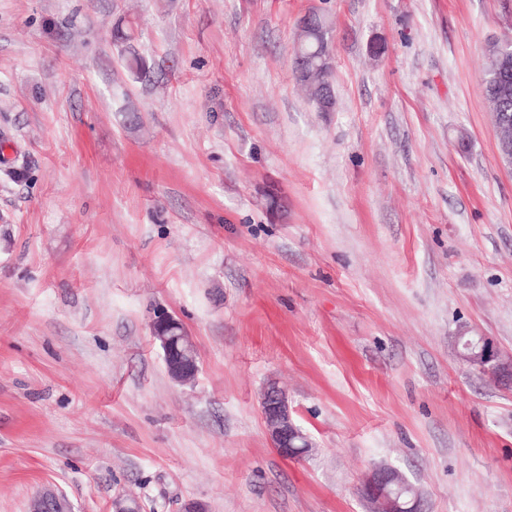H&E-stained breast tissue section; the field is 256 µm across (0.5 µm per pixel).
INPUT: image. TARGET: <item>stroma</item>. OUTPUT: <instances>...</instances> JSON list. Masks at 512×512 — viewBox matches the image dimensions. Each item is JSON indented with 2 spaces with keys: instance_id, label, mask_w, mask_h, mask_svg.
I'll return each instance as SVG.
<instances>
[{
  "instance_id": "obj_1",
  "label": "stroma",
  "mask_w": 512,
  "mask_h": 512,
  "mask_svg": "<svg viewBox=\"0 0 512 512\" xmlns=\"http://www.w3.org/2000/svg\"><path fill=\"white\" fill-rule=\"evenodd\" d=\"M332 22L336 106L296 84ZM130 16L142 76L112 27ZM512 0H0V512H512V169L484 95ZM136 110L138 128L124 114ZM198 351L168 375L150 324ZM284 388L314 443L273 449ZM323 36L317 32H301L298 26L296 41L293 45L291 56L293 72L296 81L304 88L316 111L320 112L317 106L319 86L332 83L333 66L332 59L327 60L322 53L316 49V43L322 40ZM307 71L313 74L312 81L308 82L301 74ZM151 336L162 352L170 377L180 384L192 382L198 372V364L187 345V340H192L181 320L170 314L158 316L151 324ZM176 351L181 353L178 359ZM462 344V359L471 367L476 368L484 374H492L498 381L512 384V360L505 359L501 353L488 342L484 337L474 343L472 336H466L461 332L457 336ZM261 412L271 445L282 457L302 459L309 454L312 442L295 424L286 393L277 384L264 390ZM361 488L364 491L362 497L368 503L375 505V512L423 511L418 492L393 467L386 465L374 467Z\"/></svg>"
}]
</instances>
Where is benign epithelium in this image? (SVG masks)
<instances>
[{
    "label": "benign epithelium",
    "instance_id": "obj_1",
    "mask_svg": "<svg viewBox=\"0 0 512 512\" xmlns=\"http://www.w3.org/2000/svg\"><path fill=\"white\" fill-rule=\"evenodd\" d=\"M151 336L162 352L170 377L180 384L192 382L198 364L187 345L190 336L181 320L170 314L157 317L151 324ZM458 339L463 348L461 357L469 366L512 384L511 359L504 358L483 337L474 342L462 332ZM261 412L271 445L282 457L302 459L309 454L312 442L295 424L286 393L277 384L272 383L264 390ZM362 489L363 498L375 505V512H423L418 492L393 467H374Z\"/></svg>",
    "mask_w": 512,
    "mask_h": 512
}]
</instances>
